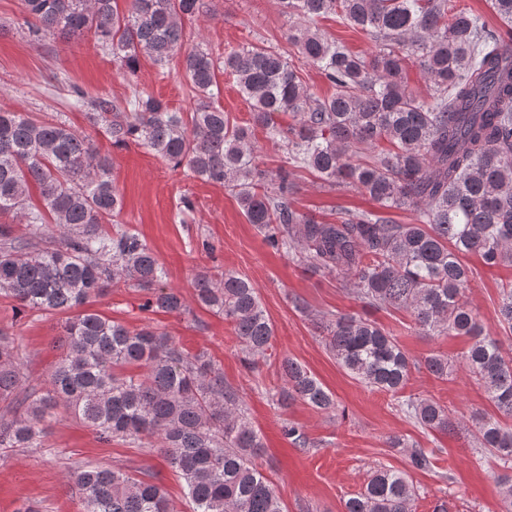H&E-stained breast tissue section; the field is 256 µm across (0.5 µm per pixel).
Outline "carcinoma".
<instances>
[{
    "mask_svg": "<svg viewBox=\"0 0 512 512\" xmlns=\"http://www.w3.org/2000/svg\"><path fill=\"white\" fill-rule=\"evenodd\" d=\"M21 2L30 38L92 30L127 79L143 58L164 67L181 56L197 97L190 112L140 90L122 105L89 100L76 85L70 106L91 110L90 121L104 123L112 146L138 143L173 168L233 191L268 246L338 276L364 306L408 310L424 336L471 340L463 366L512 417V356L474 314L471 270L462 262L477 255L488 266H512V0H491L499 28L457 0H279L290 50L261 44L217 58L185 47V21L202 0H130L125 12L118 0ZM329 15L383 47L370 57L350 51L319 27ZM411 57L429 83L426 98L405 80ZM297 61L316 67L334 94L313 96ZM220 70L250 105L246 126L218 104ZM283 115L291 118L286 126ZM256 129L285 154L286 164L273 172L260 168ZM112 169V156L66 121L0 111V215L30 231L19 239L12 225L0 224V296L25 313L75 312L41 395L24 387L14 342L0 330V404L12 415H0V448L42 447L46 422L62 409L105 442L156 439L194 512H285L262 470L263 439L218 364L185 352L158 327L132 329L87 308L132 284L148 292L145 311L188 310L180 291L163 286L167 273L151 247L118 222L122 197ZM298 169L346 183L384 209L409 210L415 222L350 211L319 221L292 202ZM33 187L40 208L29 205ZM194 288L199 305L233 325L246 357L266 355L274 327L249 280L217 268L199 274ZM498 323L512 331V281L501 287ZM324 329L326 349L366 387L393 395L405 387L409 359L381 325L333 314ZM423 367L438 378L451 372L443 355L427 357ZM282 373L281 403L335 408L332 393L301 363L283 361ZM398 406L423 428L453 429L450 410L438 402L410 397ZM477 440V449L512 470V428L489 417L479 422ZM435 456L415 447L408 465L429 470ZM68 480L80 512H174L161 487L120 469L79 465ZM415 499L408 472L379 467L343 512H412Z\"/></svg>",
    "mask_w": 512,
    "mask_h": 512,
    "instance_id": "carcinoma-1",
    "label": "carcinoma"
}]
</instances>
